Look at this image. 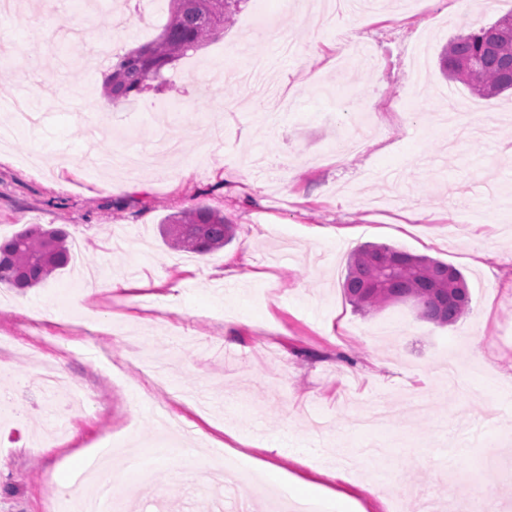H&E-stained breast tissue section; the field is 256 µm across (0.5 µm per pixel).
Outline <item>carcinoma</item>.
<instances>
[{
  "mask_svg": "<svg viewBox=\"0 0 512 512\" xmlns=\"http://www.w3.org/2000/svg\"><path fill=\"white\" fill-rule=\"evenodd\" d=\"M247 0H167L168 20L152 41L117 57L104 93L114 104L139 96L164 81L173 62L219 37ZM448 76L472 94L491 98L512 88V12L488 27L448 42L441 57ZM166 246L206 254L234 239V225L208 207L181 213L160 225ZM69 234L61 227L31 225L0 240V285L36 287L70 261ZM343 290L355 308L377 312L410 302L417 316L440 325L455 323L467 310L465 278L456 267L388 245L367 244L353 254Z\"/></svg>",
  "mask_w": 512,
  "mask_h": 512,
  "instance_id": "carcinoma-1",
  "label": "carcinoma"
}]
</instances>
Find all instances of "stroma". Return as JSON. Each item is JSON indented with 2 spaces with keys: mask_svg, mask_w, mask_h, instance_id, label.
<instances>
[{
  "mask_svg": "<svg viewBox=\"0 0 512 512\" xmlns=\"http://www.w3.org/2000/svg\"><path fill=\"white\" fill-rule=\"evenodd\" d=\"M81 2L0 14V47L30 62L0 54V93L39 117L0 146V240L50 224L83 244L39 287L0 286V388L19 408L0 414V512H48L80 476L72 455L87 463L104 446L151 459L147 473L100 471L115 512H273L300 480L359 512H448L449 494L475 487L512 512V94L473 97L440 67L453 37L512 0H362L342 30L319 0H247L159 90L109 108L102 40L123 53L167 14L155 0ZM457 97L470 134L452 148L433 115ZM357 124L363 148L330 159ZM91 149L154 157L129 177L90 171ZM126 180L133 190L111 191ZM199 206L223 212L234 241L169 250L159 224ZM368 242L461 270L468 310L443 327L408 303L354 311L341 284ZM132 264V287L85 295L86 268L106 281ZM87 320L110 368L80 353ZM54 346L69 375L112 398L108 414L71 410L62 448L44 435L70 390L35 382ZM217 441L257 484L209 487Z\"/></svg>",
  "mask_w": 512,
  "mask_h": 512,
  "instance_id": "obj_1",
  "label": "stroma"
}]
</instances>
